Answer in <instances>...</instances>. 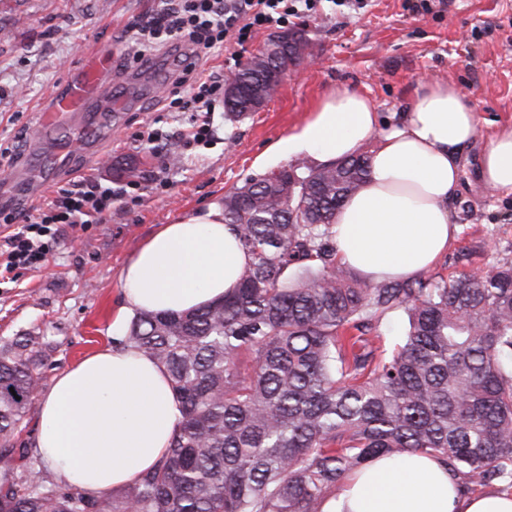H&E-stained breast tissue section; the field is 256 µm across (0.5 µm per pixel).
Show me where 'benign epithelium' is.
<instances>
[{
    "label": "benign epithelium",
    "instance_id": "benign-epithelium-1",
    "mask_svg": "<svg viewBox=\"0 0 512 512\" xmlns=\"http://www.w3.org/2000/svg\"><path fill=\"white\" fill-rule=\"evenodd\" d=\"M273 50L277 55L278 67L272 75V82H262L248 88L229 80L224 84V104L238 112H253L260 109L267 99L268 87L281 85L284 79L299 64L306 62L310 56L309 41L303 30L284 31L274 37Z\"/></svg>",
    "mask_w": 512,
    "mask_h": 512
}]
</instances>
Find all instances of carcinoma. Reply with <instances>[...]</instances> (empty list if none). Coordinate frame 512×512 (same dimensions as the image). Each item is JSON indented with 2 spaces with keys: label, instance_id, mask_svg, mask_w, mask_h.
<instances>
[{
  "label": "carcinoma",
  "instance_id": "obj_1",
  "mask_svg": "<svg viewBox=\"0 0 512 512\" xmlns=\"http://www.w3.org/2000/svg\"><path fill=\"white\" fill-rule=\"evenodd\" d=\"M369 169L365 155L303 161L300 186L283 168L224 196L253 261L218 302L130 321L121 343L165 367L181 420L166 457L116 495L13 477L46 341L0 342V512H324L348 472L407 452L512 489V261L447 280L347 276L334 221ZM393 310L407 315L403 341L367 349Z\"/></svg>",
  "mask_w": 512,
  "mask_h": 512
}]
</instances>
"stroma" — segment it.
Listing matches in <instances>:
<instances>
[{"label":"stroma","instance_id":"stroma-1","mask_svg":"<svg viewBox=\"0 0 512 512\" xmlns=\"http://www.w3.org/2000/svg\"><path fill=\"white\" fill-rule=\"evenodd\" d=\"M159 0H0V196L30 156L24 175L32 210L87 176L136 179L138 187L115 202L88 230L62 226L45 265L0 285V339L40 333L51 343L40 369L39 393L54 377L110 342L107 328L122 302L121 269L161 225L188 211L223 203L234 187L258 180L254 157L301 125L329 87L365 94L381 116L407 111L419 80L461 89L481 121L470 148L463 187L448 207L459 232L432 276L462 272L454 256L471 251L472 267L512 260V194L486 189L474 161L492 123H512V0H435L413 10L414 0H368L360 14L329 9L291 19L306 29L315 64H303L263 108L232 122L224 108L211 115L214 141L187 147L195 115L166 111L165 95L176 51L163 49L142 64L123 42L127 26ZM111 47V138L97 145L99 159L69 148L80 121L48 134L37 113L64 88L97 46ZM165 134L158 149L142 141L147 128ZM168 186H160L159 178Z\"/></svg>","mask_w":512,"mask_h":512}]
</instances>
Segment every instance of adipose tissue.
Instances as JSON below:
<instances>
[{
  "instance_id": "obj_1",
  "label": "adipose tissue",
  "mask_w": 512,
  "mask_h": 512,
  "mask_svg": "<svg viewBox=\"0 0 512 512\" xmlns=\"http://www.w3.org/2000/svg\"><path fill=\"white\" fill-rule=\"evenodd\" d=\"M479 118L466 95L420 80L407 112L381 118L370 99L333 87L310 118L253 161L330 164L370 151V175L336 213L339 260L364 281L402 280L433 266L458 232L448 201L466 175L464 151ZM486 188L512 193V124L499 126L477 157ZM251 261L223 206L180 216L139 246L120 272L122 304L113 342L55 377L39 400L36 453L56 479L87 495L133 483L167 454L179 405L159 363L117 344L140 310L182 312L222 298ZM326 512H512V492L462 494L441 460L419 453L378 456L345 478Z\"/></svg>"
}]
</instances>
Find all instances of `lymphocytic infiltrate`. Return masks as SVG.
<instances>
[{"instance_id": "lymphocytic-infiltrate-1", "label": "lymphocytic infiltrate", "mask_w": 512, "mask_h": 512, "mask_svg": "<svg viewBox=\"0 0 512 512\" xmlns=\"http://www.w3.org/2000/svg\"><path fill=\"white\" fill-rule=\"evenodd\" d=\"M159 10L133 29L131 45L138 59L151 51L183 48L169 88L170 108L177 112L210 113L224 93L218 77L200 76L196 59L200 53L243 44L262 30L284 27L288 18L317 13L322 0H161ZM129 193L127 185H110L86 177L74 188L39 208L26 224L5 237L0 253V278L10 281L25 272L41 268L49 244L58 237L63 224L88 227L101 221L114 202Z\"/></svg>"}]
</instances>
